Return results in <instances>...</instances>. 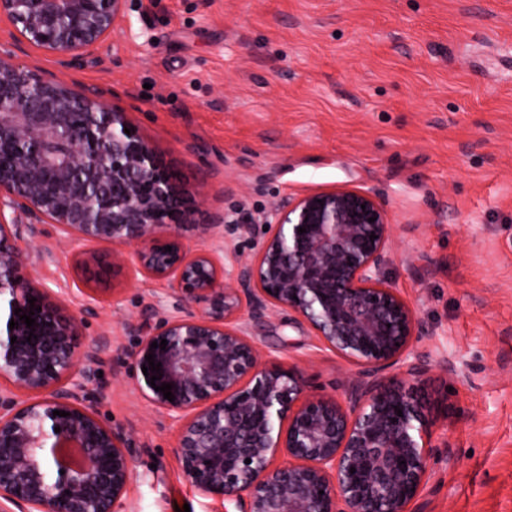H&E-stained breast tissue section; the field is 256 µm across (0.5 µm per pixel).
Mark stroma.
Masks as SVG:
<instances>
[{
	"label": "stroma",
	"instance_id": "stroma-1",
	"mask_svg": "<svg viewBox=\"0 0 512 512\" xmlns=\"http://www.w3.org/2000/svg\"><path fill=\"white\" fill-rule=\"evenodd\" d=\"M106 91L188 199L194 250L224 213L337 186L373 194L394 226L387 274L422 325L434 413L411 512H512V0H128L71 68L0 20V60ZM23 276L59 292L78 348L107 338L91 404L136 451L120 512H234L180 471L178 425L139 393L131 353L168 281L111 266V246L51 228L19 241ZM102 262L82 272L84 253ZM251 341L314 393L355 372L293 313Z\"/></svg>",
	"mask_w": 512,
	"mask_h": 512
}]
</instances>
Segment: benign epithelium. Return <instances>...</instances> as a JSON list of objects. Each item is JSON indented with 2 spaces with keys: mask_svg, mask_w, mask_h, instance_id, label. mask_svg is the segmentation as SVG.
Returning <instances> with one entry per match:
<instances>
[{
  "mask_svg": "<svg viewBox=\"0 0 512 512\" xmlns=\"http://www.w3.org/2000/svg\"><path fill=\"white\" fill-rule=\"evenodd\" d=\"M125 7L0 0V18L71 64L112 36ZM187 207L103 92L0 62V512H119L135 477L126 435L88 404L90 365L106 340L77 352V322L60 296L21 275L16 242L36 230L22 215L108 242L112 267L170 282L171 311L156 321L148 313L133 367L142 396L178 423L181 472L199 494L220 495L238 512H408L428 478L433 420L418 393L427 365L413 354L421 325L386 275L393 225L385 209L350 187L278 202L255 258L233 255L228 277L224 247L183 242L173 221ZM251 228L233 211L202 234ZM131 244L130 257L121 247ZM32 297L40 311L28 328L15 309L27 312ZM192 302L207 308L190 312ZM275 309L356 367L341 395L313 394L298 366L263 360L247 326ZM31 333L37 338L26 340ZM163 339L166 349L151 347ZM149 354L160 373L142 372ZM396 365L403 382L386 375ZM155 374L174 401L151 387Z\"/></svg>",
  "mask_w": 512,
  "mask_h": 512,
  "instance_id": "1",
  "label": "benign epithelium"
}]
</instances>
